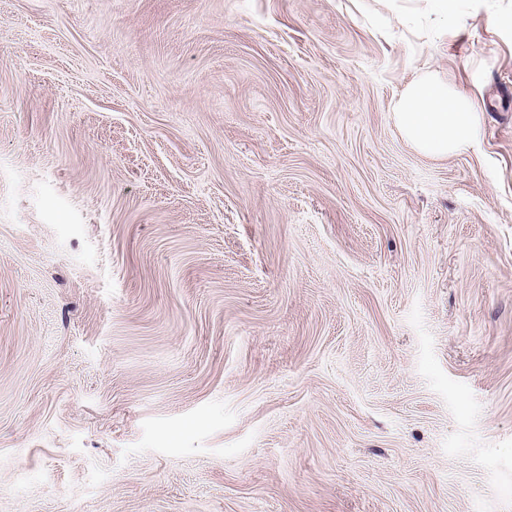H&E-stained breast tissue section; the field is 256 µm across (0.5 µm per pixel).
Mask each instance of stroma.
<instances>
[{
  "label": "stroma",
  "mask_w": 512,
  "mask_h": 512,
  "mask_svg": "<svg viewBox=\"0 0 512 512\" xmlns=\"http://www.w3.org/2000/svg\"><path fill=\"white\" fill-rule=\"evenodd\" d=\"M448 3L0 0V512H512V0ZM403 134L422 152L448 156L465 148L478 122L470 96L433 73L413 81L394 106Z\"/></svg>",
  "instance_id": "stroma-1"
}]
</instances>
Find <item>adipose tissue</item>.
<instances>
[{"instance_id": "ef3b65f1", "label": "adipose tissue", "mask_w": 512, "mask_h": 512, "mask_svg": "<svg viewBox=\"0 0 512 512\" xmlns=\"http://www.w3.org/2000/svg\"><path fill=\"white\" fill-rule=\"evenodd\" d=\"M394 113L411 142L422 152L438 156L465 148L478 122L470 96L431 73L408 85Z\"/></svg>"}]
</instances>
